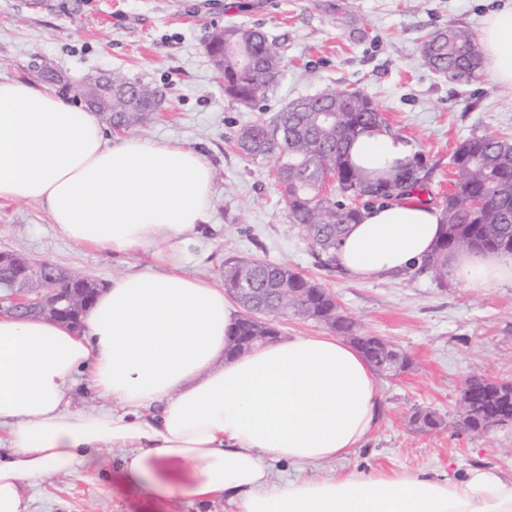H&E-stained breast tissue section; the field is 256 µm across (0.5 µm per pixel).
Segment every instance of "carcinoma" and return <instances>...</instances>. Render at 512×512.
<instances>
[{"instance_id":"1","label":"carcinoma","mask_w":512,"mask_h":512,"mask_svg":"<svg viewBox=\"0 0 512 512\" xmlns=\"http://www.w3.org/2000/svg\"><path fill=\"white\" fill-rule=\"evenodd\" d=\"M205 53L224 80V95L254 108L278 85L286 48L259 27L235 23L212 31ZM417 60L440 76L469 82L478 77L481 54L475 33L448 25L418 43ZM112 93L104 105L112 128L141 127L157 111L163 92L120 72L109 74ZM390 130L375 102L359 89L327 88L313 97L294 100L268 120H257L235 134L240 154L254 162H272L281 201L289 223L297 225L315 252L335 263L336 246L347 225L356 222L360 196L364 204L401 200L421 192L429 178L422 154L417 153L390 170L368 171L349 157L351 144L361 135ZM451 163L455 189L443 196L439 209L442 237L434 250L413 268L429 274L438 287H448V252H512V137L474 134L455 149ZM336 175V194L322 192L323 178ZM224 289L243 311H264L254 321L238 318L232 352L251 336H276L275 322L288 315L324 324L354 345L379 373L388 372L390 351L384 339L359 331L336 298L322 283L306 278L286 264L230 257L224 261ZM417 429L428 432L441 425L432 411L412 417ZM512 423V382L495 385L472 378L467 397L470 432Z\"/></svg>"}]
</instances>
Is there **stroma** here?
<instances>
[{"mask_svg":"<svg viewBox=\"0 0 512 512\" xmlns=\"http://www.w3.org/2000/svg\"><path fill=\"white\" fill-rule=\"evenodd\" d=\"M499 0H0V76L40 82L41 59L75 85L90 72H123L159 87L162 106L137 134L198 149L214 168L210 220L183 251L180 275L224 282L229 257L283 262L318 280L362 333L404 348L412 361L397 376H379L380 411L366 441L346 461L311 467L463 475L474 467L512 476V425L483 432L459 426L467 381L483 376L512 382V285L475 293L438 287L431 275L400 274L355 281L325 266L279 201L270 163L241 156L233 139L243 126L271 116L289 100L327 87L371 96L392 131L422 153L434 173L421 198L438 203L452 191L451 157L465 138L486 131L512 136V86L487 75L456 84L419 64L420 39L449 23L479 30ZM258 24L286 43L279 86L246 109L224 95L204 43L227 23ZM0 251L24 254L82 273L102 284L145 267L142 253L115 256L64 238L36 203L0 205ZM442 424L415 428L417 410ZM27 512H229L223 500L159 504L124 484L118 459L104 452L94 468L56 477L35 489Z\"/></svg>","mask_w":512,"mask_h":512,"instance_id":"1","label":"stroma"}]
</instances>
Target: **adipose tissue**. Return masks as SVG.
Instances as JSON below:
<instances>
[{
	"label": "adipose tissue",
	"instance_id": "adipose-tissue-1",
	"mask_svg": "<svg viewBox=\"0 0 512 512\" xmlns=\"http://www.w3.org/2000/svg\"><path fill=\"white\" fill-rule=\"evenodd\" d=\"M487 75L512 85V0L482 19ZM387 132L359 137L352 162L376 169L411 157ZM215 172L198 150L108 138L93 112L57 87L0 79V202H33L80 247L146 252L152 265L113 277L81 332L38 317H0V512L77 466L118 454L126 481L162 504L226 501L233 512H512V478L473 468L461 478L341 471L377 415V376L337 336L279 338L231 357L238 320L223 288L171 267L210 217ZM440 211L390 201L363 209L336 247L352 279L419 264L440 238ZM451 278L481 292L512 284V254L452 252ZM88 372L101 410H70ZM296 467L276 477L271 462Z\"/></svg>",
	"mask_w": 512,
	"mask_h": 512
}]
</instances>
